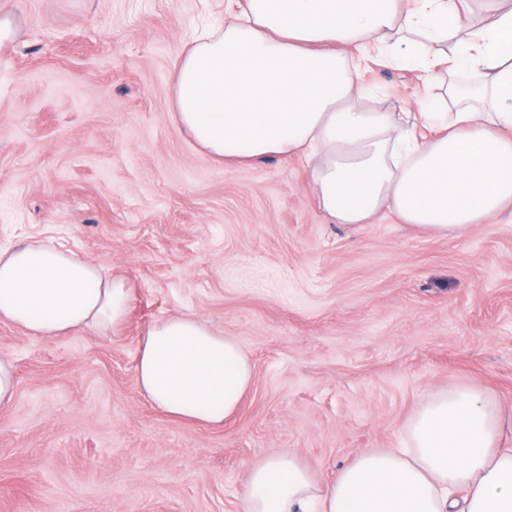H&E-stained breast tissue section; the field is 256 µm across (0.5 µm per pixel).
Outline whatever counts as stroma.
<instances>
[{
  "label": "stroma",
  "instance_id": "35a3bbf8",
  "mask_svg": "<svg viewBox=\"0 0 512 512\" xmlns=\"http://www.w3.org/2000/svg\"><path fill=\"white\" fill-rule=\"evenodd\" d=\"M233 0H0V246L51 238L124 272L118 336L34 338L0 409V512H240L247 471L295 455L321 484L391 448L433 392L512 407V206L442 237L383 213L335 224L297 157L216 161L171 113L180 49ZM364 107L426 111L421 68L369 61ZM193 315L234 338L253 384L224 425L155 409L145 327Z\"/></svg>",
  "mask_w": 512,
  "mask_h": 512
}]
</instances>
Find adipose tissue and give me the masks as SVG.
<instances>
[{"label": "adipose tissue", "mask_w": 512, "mask_h": 512, "mask_svg": "<svg viewBox=\"0 0 512 512\" xmlns=\"http://www.w3.org/2000/svg\"><path fill=\"white\" fill-rule=\"evenodd\" d=\"M236 0L224 26L181 50L173 118L207 154L253 165L307 161L319 209L337 224L388 211L437 235L466 232L512 203V8L485 0ZM448 74L416 137L364 109L356 75L369 55ZM120 272L34 239L0 251V322L37 338L87 327L117 335L129 312ZM231 338L200 319L145 329L140 392L168 416L220 426L252 384ZM242 512H512V408L468 386L438 392L396 447L360 453L329 486L293 456L245 475Z\"/></svg>", "instance_id": "adipose-tissue-1"}]
</instances>
